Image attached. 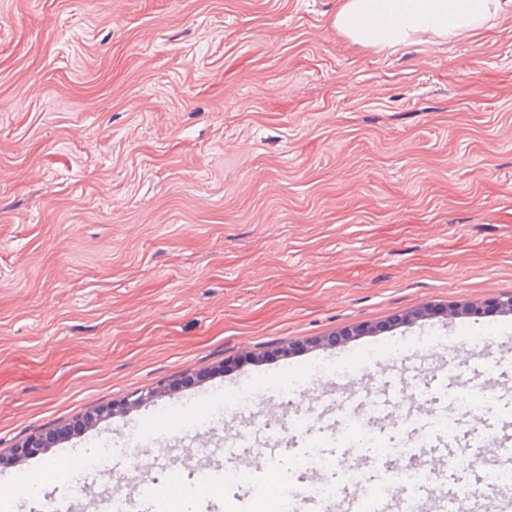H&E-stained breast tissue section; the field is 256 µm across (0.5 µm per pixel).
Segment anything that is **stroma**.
Listing matches in <instances>:
<instances>
[{"mask_svg": "<svg viewBox=\"0 0 512 512\" xmlns=\"http://www.w3.org/2000/svg\"><path fill=\"white\" fill-rule=\"evenodd\" d=\"M337 5L0 0V481L241 378L506 323L465 308L512 295V15L380 51ZM499 356L387 376L452 401Z\"/></svg>", "mask_w": 512, "mask_h": 512, "instance_id": "stroma-1", "label": "stroma"}]
</instances>
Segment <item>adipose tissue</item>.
Returning a JSON list of instances; mask_svg holds the SVG:
<instances>
[{
    "mask_svg": "<svg viewBox=\"0 0 512 512\" xmlns=\"http://www.w3.org/2000/svg\"><path fill=\"white\" fill-rule=\"evenodd\" d=\"M506 13L512 0H339L335 24L356 42L394 49L422 35L461 38Z\"/></svg>",
    "mask_w": 512,
    "mask_h": 512,
    "instance_id": "obj_1",
    "label": "adipose tissue"
}]
</instances>
